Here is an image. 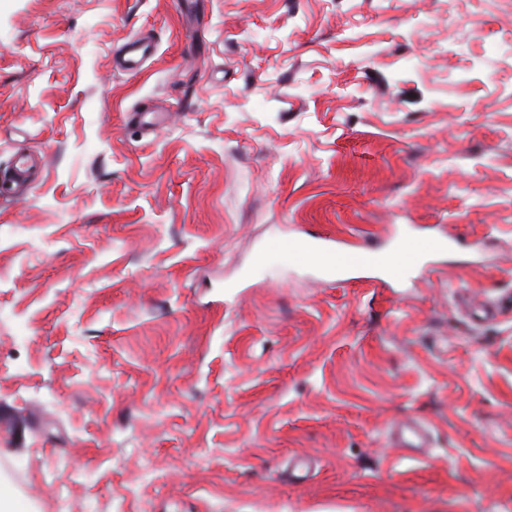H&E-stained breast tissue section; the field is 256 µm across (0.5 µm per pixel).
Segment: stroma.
Returning <instances> with one entry per match:
<instances>
[{
  "mask_svg": "<svg viewBox=\"0 0 512 512\" xmlns=\"http://www.w3.org/2000/svg\"><path fill=\"white\" fill-rule=\"evenodd\" d=\"M19 154L21 512H512V0H0ZM304 230L451 243L386 283L264 257ZM152 43L149 37L128 41L120 55L113 58V67L117 70L133 72L141 61L151 53ZM395 442L400 448H424L426 446L425 428L420 423H407L397 426Z\"/></svg>",
  "mask_w": 512,
  "mask_h": 512,
  "instance_id": "35a3bbf8",
  "label": "stroma"
}]
</instances>
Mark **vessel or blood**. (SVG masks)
Returning a JSON list of instances; mask_svg holds the SVG:
<instances>
[{
	"label": "vessel or blood",
	"instance_id": "obj_1",
	"mask_svg": "<svg viewBox=\"0 0 512 512\" xmlns=\"http://www.w3.org/2000/svg\"><path fill=\"white\" fill-rule=\"evenodd\" d=\"M150 39L138 38L128 41L120 55L112 60L115 69L132 72L141 61L151 53ZM35 161L30 156H20L14 161V175L10 181L0 183V194L7 195L16 191L25 179ZM447 238L435 236H408L403 238L391 251L383 256L368 253L356 254L344 248H332L319 239L295 237L270 244L271 252L288 254L303 252L313 255L317 261L329 270L361 269L370 265L384 266L388 277L402 276L408 268L416 265L429 253L447 247ZM395 441L403 448H422L426 445V432L422 424L408 423L397 427Z\"/></svg>",
	"mask_w": 512,
	"mask_h": 512
}]
</instances>
